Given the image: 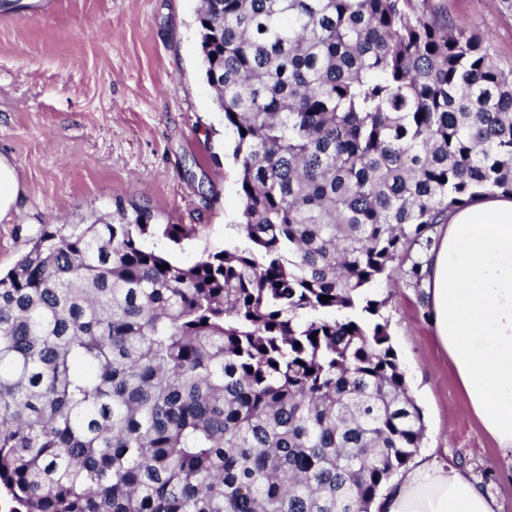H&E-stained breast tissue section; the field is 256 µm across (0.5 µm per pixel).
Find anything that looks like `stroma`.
Segmentation results:
<instances>
[{"label": "stroma", "mask_w": 512, "mask_h": 512, "mask_svg": "<svg viewBox=\"0 0 512 512\" xmlns=\"http://www.w3.org/2000/svg\"><path fill=\"white\" fill-rule=\"evenodd\" d=\"M440 17L484 34L512 65V13L493 0H433ZM199 0H11L0 5V156L15 168L16 203L0 218V271L45 224H92L115 199L157 223L188 224L175 245L148 248L194 263L223 249L238 221L233 137L201 66ZM376 294L409 394L424 415L422 458L468 466L512 512L503 452L469 414L434 340L425 291L406 263Z\"/></svg>", "instance_id": "stroma-1"}]
</instances>
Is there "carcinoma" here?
<instances>
[{
	"label": "carcinoma",
	"mask_w": 512,
	"mask_h": 512,
	"mask_svg": "<svg viewBox=\"0 0 512 512\" xmlns=\"http://www.w3.org/2000/svg\"><path fill=\"white\" fill-rule=\"evenodd\" d=\"M196 22L239 221L183 265L144 241L188 226L117 199L0 276L8 512H370L420 448L374 290L448 212L512 195V66L432 0Z\"/></svg>",
	"instance_id": "cac0c4a2"
}]
</instances>
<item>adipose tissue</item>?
I'll list each match as a JSON object with an SVG mask.
<instances>
[{
  "instance_id": "ef3b65f1",
  "label": "adipose tissue",
  "mask_w": 512,
  "mask_h": 512,
  "mask_svg": "<svg viewBox=\"0 0 512 512\" xmlns=\"http://www.w3.org/2000/svg\"><path fill=\"white\" fill-rule=\"evenodd\" d=\"M433 334L469 412L512 451V196L449 212L421 258ZM373 512H499L481 479L428 459L391 483Z\"/></svg>"
}]
</instances>
